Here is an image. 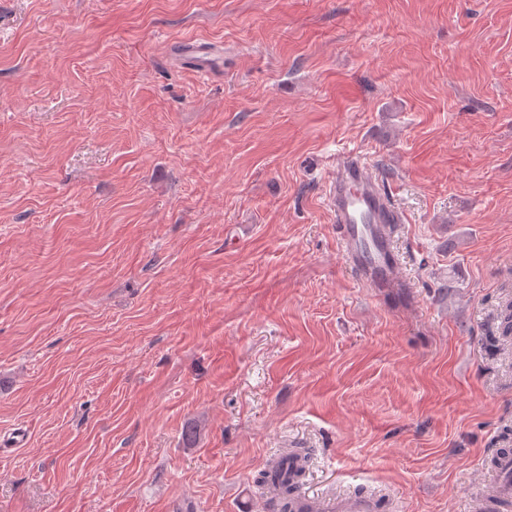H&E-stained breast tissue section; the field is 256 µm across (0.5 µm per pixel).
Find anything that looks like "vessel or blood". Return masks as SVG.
<instances>
[{
  "label": "vessel or blood",
  "instance_id": "obj_1",
  "mask_svg": "<svg viewBox=\"0 0 512 512\" xmlns=\"http://www.w3.org/2000/svg\"><path fill=\"white\" fill-rule=\"evenodd\" d=\"M328 206L343 235L340 246L355 269L358 282L377 290L394 287L398 262L391 246L390 225L400 216L366 163L354 153L336 164L325 185ZM495 477L484 484L473 502L475 512H488L494 503L512 502V451L504 449L492 457ZM377 495H295L294 512H377Z\"/></svg>",
  "mask_w": 512,
  "mask_h": 512
}]
</instances>
